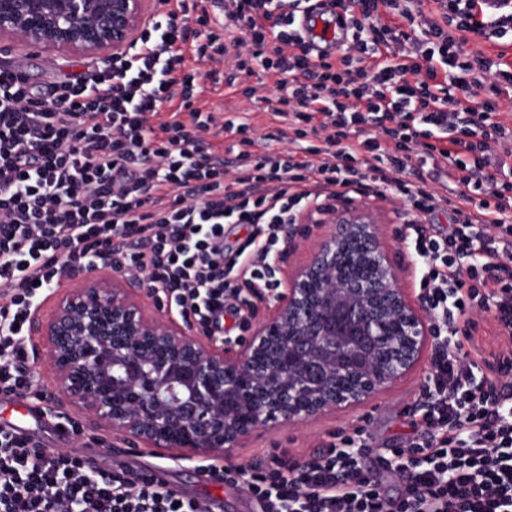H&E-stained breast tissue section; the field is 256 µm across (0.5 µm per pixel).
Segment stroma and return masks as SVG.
I'll list each match as a JSON object with an SVG mask.
<instances>
[{
    "mask_svg": "<svg viewBox=\"0 0 512 512\" xmlns=\"http://www.w3.org/2000/svg\"><path fill=\"white\" fill-rule=\"evenodd\" d=\"M99 61L96 55L25 54L19 51L17 45L0 41V64L22 70L30 84L38 88L47 87L60 75L84 72ZM275 90V78L266 76L262 79L258 97L250 99L217 88L205 91L204 100L208 106L226 115L246 117L256 132L261 134L273 123L271 114L265 110L263 99ZM330 207L331 211L360 208L377 215L381 237L397 267L401 284L410 297H417L419 285L415 269L410 263L409 252L399 242L404 223V205L353 193L331 201ZM299 223L301 233L294 248L283 252L276 268L277 279H285L291 269L306 261L317 249L328 229L329 216L328 213L307 211L302 214ZM29 370L39 378L49 398V410L44 416L49 426L66 428L75 425L81 429L84 437L94 438L102 447L123 450V443L115 441L105 428L90 429L88 414L65 405L48 364L33 363ZM428 371V365H421L415 373L358 408L332 412L304 424L255 432L240 443L233 461L246 466H259L269 452L278 448L287 451L289 459L302 460L320 453L328 445L340 443L342 437L353 434L358 428L363 429L371 447H406L412 434V414L422 400V386ZM142 455L146 463L169 466L171 487L211 504V512H249L251 498L241 484L207 477L194 460L179 466L170 465L168 452L157 448L143 449Z\"/></svg>",
    "mask_w": 512,
    "mask_h": 512,
    "instance_id": "1",
    "label": "stroma"
}]
</instances>
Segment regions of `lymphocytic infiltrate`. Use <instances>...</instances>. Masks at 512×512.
<instances>
[{"instance_id":"f902f5d3","label":"lymphocytic infiltrate","mask_w":512,"mask_h":512,"mask_svg":"<svg viewBox=\"0 0 512 512\" xmlns=\"http://www.w3.org/2000/svg\"><path fill=\"white\" fill-rule=\"evenodd\" d=\"M158 2L124 51L46 91L0 65V393L45 402L26 369L30 315L74 269L95 262L143 278L161 307L221 337L225 316L275 288L279 225L350 192L397 199L435 329L416 435L377 456L400 493L362 464L360 434L301 462L273 452L232 472L262 512H512V385L477 380L472 352L476 314L512 338V65L477 49L512 25V10L488 17L478 0H437L433 19L423 0H338L356 12L354 31L340 56L316 60L287 27L303 0L282 15L266 0H225L220 23L202 0ZM259 68L279 77L266 105L281 126L257 138L202 94L224 81L254 97ZM473 86L481 102L454 97ZM224 132L236 137L229 169L212 144ZM310 135L318 145L299 155ZM416 163L447 167L458 191L408 181ZM442 210L452 225L426 233ZM228 224L250 233L227 244ZM0 512L209 509L1 427Z\"/></svg>"}]
</instances>
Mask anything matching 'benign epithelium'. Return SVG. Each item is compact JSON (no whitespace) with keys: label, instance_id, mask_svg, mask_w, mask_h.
I'll return each mask as SVG.
<instances>
[{"label":"benign epithelium","instance_id":"7a95c632","mask_svg":"<svg viewBox=\"0 0 512 512\" xmlns=\"http://www.w3.org/2000/svg\"><path fill=\"white\" fill-rule=\"evenodd\" d=\"M154 0H0V39L47 55L116 54ZM52 313H33L56 387L112 437L179 456L232 458L258 429L367 403L407 377L433 339L407 299L376 218L338 212L326 238L273 295L249 334L219 343L155 313L140 280L91 265L57 286Z\"/></svg>","mask_w":512,"mask_h":512}]
</instances>
